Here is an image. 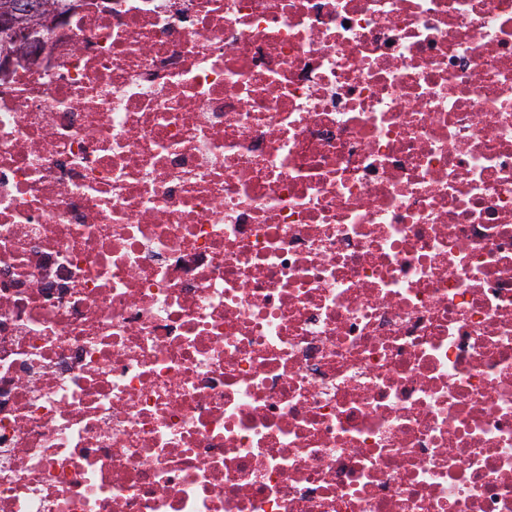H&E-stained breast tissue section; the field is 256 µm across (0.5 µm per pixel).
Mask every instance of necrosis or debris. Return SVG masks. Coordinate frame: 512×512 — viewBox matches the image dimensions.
<instances>
[{
  "label": "necrosis or debris",
  "instance_id": "4bbe7bcc",
  "mask_svg": "<svg viewBox=\"0 0 512 512\" xmlns=\"http://www.w3.org/2000/svg\"><path fill=\"white\" fill-rule=\"evenodd\" d=\"M0 512H512V0H76L0 72Z\"/></svg>",
  "mask_w": 512,
  "mask_h": 512
}]
</instances>
